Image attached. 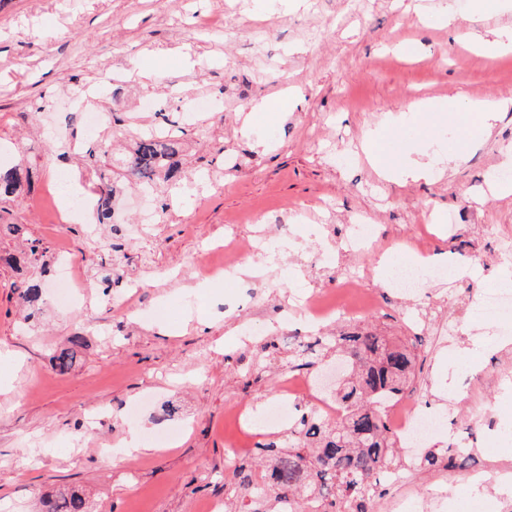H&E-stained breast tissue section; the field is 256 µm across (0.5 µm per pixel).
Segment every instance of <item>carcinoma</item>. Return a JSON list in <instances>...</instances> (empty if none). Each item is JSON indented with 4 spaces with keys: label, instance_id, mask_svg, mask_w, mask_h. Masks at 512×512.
<instances>
[{
    "label": "carcinoma",
    "instance_id": "cac0c4a2",
    "mask_svg": "<svg viewBox=\"0 0 512 512\" xmlns=\"http://www.w3.org/2000/svg\"><path fill=\"white\" fill-rule=\"evenodd\" d=\"M180 143L173 130L150 129L138 137L133 152L121 159L132 177L151 180L160 169L169 179L181 177L174 158ZM28 183L20 166H0V198L16 197ZM97 221L112 218L116 185L106 173L99 174ZM19 297L30 316L41 312L44 289L41 282L23 280ZM81 337L53 355L55 367L66 372L75 365ZM334 357L346 365L345 377L336 388L340 413L331 421L311 409L304 411L276 439L257 446L255 466L246 462L225 470L234 478L224 483V502L235 512H275V503L288 501V512H342L355 506L369 512L367 504L386 491L398 444L385 417L384 408L398 395L413 391L417 354L408 343L393 344L378 335L370 324L358 332L320 336L292 357L288 369H314ZM466 461L462 450L448 455L429 453V469L456 468ZM39 512H88L85 498L76 490L55 493L40 501Z\"/></svg>",
    "mask_w": 512,
    "mask_h": 512
}]
</instances>
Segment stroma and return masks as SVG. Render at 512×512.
<instances>
[{
	"mask_svg": "<svg viewBox=\"0 0 512 512\" xmlns=\"http://www.w3.org/2000/svg\"><path fill=\"white\" fill-rule=\"evenodd\" d=\"M441 0H5L0 6V146L24 162L32 190L0 200V254L25 255L23 271L0 264V512H34L41 494L83 490L89 512H203L224 496V460L232 444L256 448L265 432L233 419L241 405L278 393L288 350L281 334L311 335L289 314L295 296L337 293V279L369 266L373 317L389 339L416 335L415 314L433 335L419 348L415 383L421 405L444 414L433 448H464L454 470L420 469L409 491L423 498L446 485L467 512H498V468L512 445L497 447L512 424V381L503 350L475 318L481 295L512 270V195L489 174L512 170V110L471 146L464 160L427 180L385 179L365 147L367 132L411 100L457 96L512 99V55L488 57L476 42L512 14H458L434 23ZM143 69L157 81L140 77ZM94 92L114 121L95 141L128 152L138 133L176 121L183 177L141 195L128 186L112 228L90 236L85 224L54 212L60 181L92 197L100 171L123 180L111 156L66 153L55 136L81 134L70 102ZM151 100L152 110L140 107ZM212 103L198 112V100ZM272 106L251 131V107ZM372 230L370 255L345 251L356 222ZM289 226L273 266L254 279L199 287L192 263L216 244L267 251L262 235ZM404 253L445 254L465 275L428 276L413 298L397 295L381 266ZM83 270L89 303L59 308L53 297L59 257ZM120 279L105 284L106 273ZM42 281L45 304L25 319L15 283ZM196 292L195 313L180 301ZM84 340L75 367L59 372L56 350ZM153 396L154 408L130 419ZM176 409L181 431L154 447L155 414ZM150 447L108 463L101 448L130 432Z\"/></svg>",
	"mask_w": 512,
	"mask_h": 512,
	"instance_id": "obj_1",
	"label": "stroma"
}]
</instances>
